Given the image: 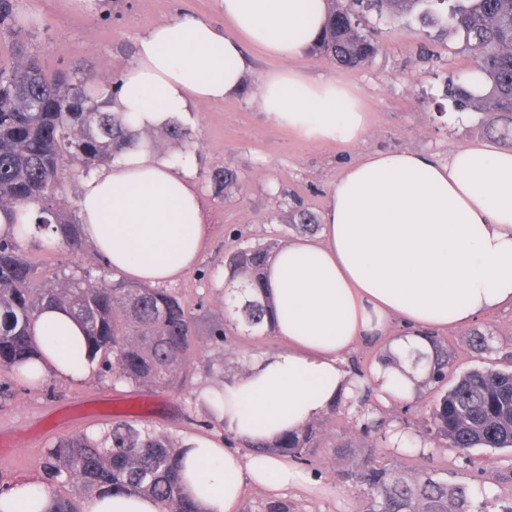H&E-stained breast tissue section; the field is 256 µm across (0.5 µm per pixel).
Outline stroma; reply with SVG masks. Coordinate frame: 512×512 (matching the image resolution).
<instances>
[{
    "instance_id": "1",
    "label": "stroma",
    "mask_w": 512,
    "mask_h": 512,
    "mask_svg": "<svg viewBox=\"0 0 512 512\" xmlns=\"http://www.w3.org/2000/svg\"><path fill=\"white\" fill-rule=\"evenodd\" d=\"M186 14L224 19L213 0H111L108 14L74 12L67 0H16V19L24 28L25 45L37 55L47 77L92 72L96 86L110 85L132 65L137 38L153 26ZM365 22L380 33L379 51L363 67H337L323 56L306 53L292 68L314 79L331 78L348 85L368 114L363 138L353 146L310 144L265 122L257 103L263 77L282 63L252 47L244 52L250 63L245 95L221 103L199 105L183 129L187 139L173 145L163 131H153L157 144L173 161L192 158L196 181L209 224L195 268L170 283L197 318V336L185 357L183 386L160 389L115 384L90 373L64 379L48 376L32 385L0 374V488L23 481H40L43 457L62 437L100 433L122 415L135 427L149 428L176 444L192 436L220 435L225 447H235L222 423L212 417L199 395L223 386L240 373L252 356L276 350V337L237 331L229 342L217 341L213 326L224 320V256L249 244L286 245L294 235L288 224L296 208L321 214L328 192L348 164L374 151L412 150L447 159L450 150L484 143L482 114L457 111L443 96L448 78L472 72L475 61L462 37L448 31L441 15L367 14ZM236 173V186L215 195L209 181L213 171ZM24 255L42 281L67 275H104L106 269L91 246L78 253L64 245L45 249L40 241L25 244ZM483 334L487 349L475 352V334ZM448 346L451 374L470 368L503 367L512 356V307H502L466 325L438 334ZM367 408L386 420L391 438L411 442V449L377 448L381 463L416 473L439 470L449 481L469 486L482 512H500L512 498V449L473 450L460 455L454 448L422 442L423 419L400 399H382L369 390ZM356 410L340 403L335 415L324 416L316 457L299 462L312 476L306 486L289 488L283 497L294 512H356L358 491L338 479L353 456L375 436H363Z\"/></svg>"
}]
</instances>
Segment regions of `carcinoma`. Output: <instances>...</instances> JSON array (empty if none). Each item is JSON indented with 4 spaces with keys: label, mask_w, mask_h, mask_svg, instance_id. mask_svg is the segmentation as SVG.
I'll return each instance as SVG.
<instances>
[{
    "label": "carcinoma",
    "mask_w": 512,
    "mask_h": 512,
    "mask_svg": "<svg viewBox=\"0 0 512 512\" xmlns=\"http://www.w3.org/2000/svg\"><path fill=\"white\" fill-rule=\"evenodd\" d=\"M447 5L448 28L460 33L476 55L482 87L449 83L446 96L455 108L491 114L488 136L512 148V0H326L328 19L312 46L343 68L364 65L378 50L375 35L361 22L363 13L407 14L421 4ZM12 46L14 61L0 65V208L32 214L0 234V371L31 373L37 355L31 326L47 308L69 313L85 333V345L67 349L76 368L97 363L112 381L156 388L185 381L178 373L196 336V317L173 292L123 278L91 283V275L41 281L25 259V238L37 236L51 248L61 242L73 252L83 242L74 218L53 205L69 156L85 172L107 164L135 147L144 133L131 129L120 112H108L66 76L48 78L37 56L28 53L15 19V0H0V43ZM237 176L226 170L210 176L223 193ZM298 232L314 229L316 217L299 210L291 215ZM280 246L255 243L224 259L228 283L249 291L224 294V311L250 329L273 333V301L264 295L265 271ZM433 354H409L417 367L427 363L424 385L436 396L424 417L425 436L442 448L468 455L475 448H512V366L476 367L446 387L450 361L442 341L431 339ZM321 445L317 422L268 446L272 455L308 460ZM42 483L49 490L69 485L77 497L94 499L114 492L149 498L158 512H204L187 497L180 474L179 447L162 433L140 430L125 419L112 422L102 436L83 433L59 440L46 453ZM358 489L357 512H480L467 486L437 471L407 475L370 455L341 474ZM243 512H292L288 501L268 499Z\"/></svg>",
    "instance_id": "obj_1"
}]
</instances>
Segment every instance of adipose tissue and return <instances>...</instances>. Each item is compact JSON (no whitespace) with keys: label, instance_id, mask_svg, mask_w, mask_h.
I'll use <instances>...</instances> for the list:
<instances>
[{"label":"adipose tissue","instance_id":"ef3b65f1","mask_svg":"<svg viewBox=\"0 0 512 512\" xmlns=\"http://www.w3.org/2000/svg\"><path fill=\"white\" fill-rule=\"evenodd\" d=\"M216 9L230 31L187 14L138 38L135 61L113 88L115 111L130 114L134 129L160 128L200 104L238 96L245 44L288 64L310 50L327 21L326 0H216ZM258 98L266 121L310 144L353 145L367 130L351 89L289 66L264 79ZM78 208L95 253L153 286L190 272L207 234L193 166L174 170L149 146L91 172ZM265 288L281 345L225 380L217 417L234 439L275 441L353 395L344 357L379 336L375 385L382 397L412 398L422 375L402 361L405 351L430 350L431 334L512 304V149L467 144L444 161L385 151L348 165L329 192L320 233L283 246ZM58 332L84 338L65 311H43L34 324L37 374L76 377L63 347L50 342ZM181 453L186 491L205 512H240L248 483L278 492L304 481L286 458L244 457L219 437L189 438ZM51 502L30 482L0 492V512H47Z\"/></svg>","mask_w":512,"mask_h":512}]
</instances>
